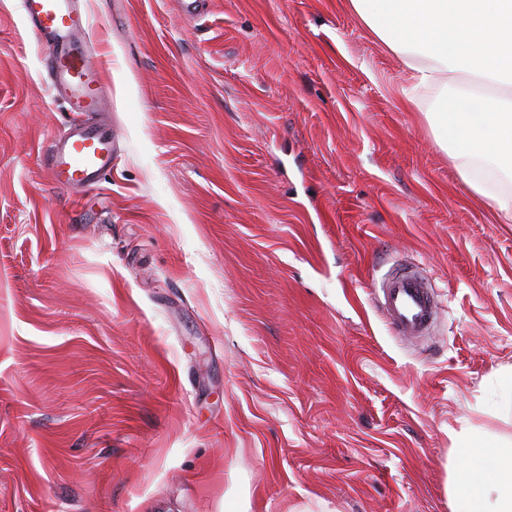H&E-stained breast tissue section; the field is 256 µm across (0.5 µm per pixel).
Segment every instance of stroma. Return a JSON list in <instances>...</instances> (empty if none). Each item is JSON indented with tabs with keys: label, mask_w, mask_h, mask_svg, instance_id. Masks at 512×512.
Wrapping results in <instances>:
<instances>
[{
	"label": "stroma",
	"mask_w": 512,
	"mask_h": 512,
	"mask_svg": "<svg viewBox=\"0 0 512 512\" xmlns=\"http://www.w3.org/2000/svg\"><path fill=\"white\" fill-rule=\"evenodd\" d=\"M117 157L54 187L53 100L0 0V512H451L512 441V223L348 0H87ZM418 263L433 335L371 289ZM459 462L448 477L452 512L512 511V444H489L482 434L466 435Z\"/></svg>",
	"instance_id": "1"
}]
</instances>
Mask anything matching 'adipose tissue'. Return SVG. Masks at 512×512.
Instances as JSON below:
<instances>
[{"label":"adipose tissue","mask_w":512,"mask_h":512,"mask_svg":"<svg viewBox=\"0 0 512 512\" xmlns=\"http://www.w3.org/2000/svg\"><path fill=\"white\" fill-rule=\"evenodd\" d=\"M351 10L404 63V103L437 94L426 118L449 146L470 189L500 223H512V192L478 173L512 181V0H349ZM448 477L452 512H512V447L466 435Z\"/></svg>","instance_id":"adipose-tissue-1"}]
</instances>
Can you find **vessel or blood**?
Wrapping results in <instances>:
<instances>
[{"label":"vessel or blood","instance_id":"b4317fda","mask_svg":"<svg viewBox=\"0 0 512 512\" xmlns=\"http://www.w3.org/2000/svg\"><path fill=\"white\" fill-rule=\"evenodd\" d=\"M20 8L45 52L48 86L73 116L46 149L49 178L66 189L86 190L111 170L115 153L110 125L96 119L111 104L112 87L87 43L90 15L79 0H20ZM374 291L396 335L424 338L432 333L439 302L423 271L414 267L388 270Z\"/></svg>","mask_w":512,"mask_h":512}]
</instances>
